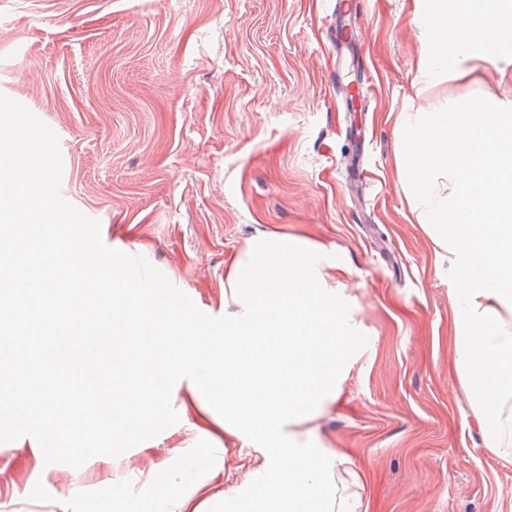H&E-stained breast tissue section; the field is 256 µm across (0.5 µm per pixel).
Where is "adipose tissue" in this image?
<instances>
[{
	"instance_id": "adipose-tissue-1",
	"label": "adipose tissue",
	"mask_w": 512,
	"mask_h": 512,
	"mask_svg": "<svg viewBox=\"0 0 512 512\" xmlns=\"http://www.w3.org/2000/svg\"><path fill=\"white\" fill-rule=\"evenodd\" d=\"M425 82L478 77L512 67V0H413ZM396 169L416 221L448 268L455 357L484 445L512 460V98L466 100L449 111L403 115ZM55 246L51 273L27 266L0 275V416L45 458L37 426L51 421L59 446L80 453L127 451V436L108 433V418L163 426L180 402L203 413L188 427L198 438L220 434L242 449L245 479L224 475L209 512H362L366 484L349 450L329 446L302 424L339 407L342 386L366 346L356 309L337 285L340 260L321 243L261 232L233 256L224 278V324L186 321L180 305L160 301L149 278L127 277V262L82 266L73 294L68 274L76 238L47 243L18 238V252ZM111 314L139 370L109 394L61 401L62 367L72 357L90 366L107 357L93 336L78 349L46 352L33 381L19 349L36 324L64 326L86 313Z\"/></svg>"
}]
</instances>
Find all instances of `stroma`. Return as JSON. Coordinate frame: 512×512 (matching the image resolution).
Wrapping results in <instances>:
<instances>
[{
    "label": "stroma",
    "instance_id": "1",
    "mask_svg": "<svg viewBox=\"0 0 512 512\" xmlns=\"http://www.w3.org/2000/svg\"><path fill=\"white\" fill-rule=\"evenodd\" d=\"M420 53L411 0H0V143L27 114L24 159L53 194L17 180L15 208L82 258L131 252L130 275L194 316L222 320L227 265L259 232L335 249L368 345L317 426L365 470L370 512H512L395 169L401 113L512 98V68L418 90ZM189 445L214 459L189 503L208 512L238 462L223 438L183 427L49 462L2 420L0 512H150Z\"/></svg>",
    "mask_w": 512,
    "mask_h": 512
}]
</instances>
